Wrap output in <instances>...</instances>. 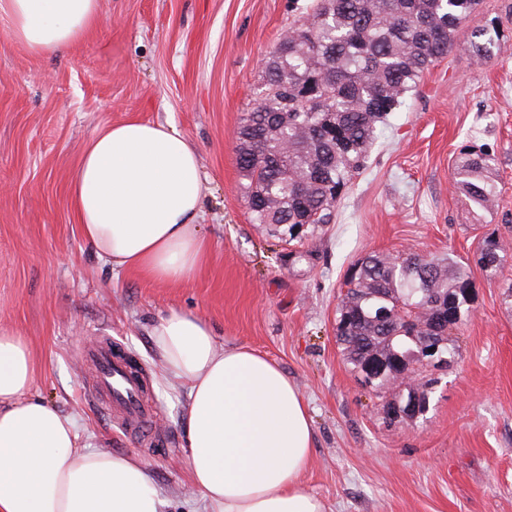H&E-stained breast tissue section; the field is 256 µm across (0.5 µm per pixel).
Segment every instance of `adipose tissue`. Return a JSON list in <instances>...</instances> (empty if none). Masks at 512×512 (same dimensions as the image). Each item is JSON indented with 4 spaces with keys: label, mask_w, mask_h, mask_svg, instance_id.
Listing matches in <instances>:
<instances>
[{
    "label": "adipose tissue",
    "mask_w": 512,
    "mask_h": 512,
    "mask_svg": "<svg viewBox=\"0 0 512 512\" xmlns=\"http://www.w3.org/2000/svg\"><path fill=\"white\" fill-rule=\"evenodd\" d=\"M1 17L30 51L55 52L98 24V0H0ZM204 191L177 128L129 120L89 143L71 194L84 240L113 270L180 284L209 257L197 224ZM152 343L187 387L185 456L209 512H324L300 483L314 439L308 406L277 363L219 345L186 311L163 318ZM33 376L25 340L0 328V512H167L149 469L80 446L74 417L32 396Z\"/></svg>",
    "instance_id": "ef3b65f1"
}]
</instances>
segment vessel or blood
I'll return each mask as SVG.
<instances>
[{
	"instance_id": "obj_1",
	"label": "vessel or blood",
	"mask_w": 512,
	"mask_h": 512,
	"mask_svg": "<svg viewBox=\"0 0 512 512\" xmlns=\"http://www.w3.org/2000/svg\"><path fill=\"white\" fill-rule=\"evenodd\" d=\"M81 355L94 374L95 395L103 399L108 412L130 432L147 436L150 407L144 380L132 370L125 355L107 340L88 344Z\"/></svg>"
}]
</instances>
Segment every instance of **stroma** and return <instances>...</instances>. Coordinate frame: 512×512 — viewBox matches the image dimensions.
<instances>
[{
    "label": "stroma",
    "instance_id": "35a3bbf8",
    "mask_svg": "<svg viewBox=\"0 0 512 512\" xmlns=\"http://www.w3.org/2000/svg\"><path fill=\"white\" fill-rule=\"evenodd\" d=\"M314 0H98L101 25L37 55L0 19V326L27 340L32 393L75 417L83 445L130 453L171 512H205L183 453L187 391L154 356L171 310L200 314L219 343L275 361L304 396L312 462L301 476L325 512H512V310L500 282L473 270L472 313L427 411L387 422L336 344L351 265L370 252L473 259L496 234L512 256V0H481L448 55L378 124L365 168L305 259L252 223L235 132L261 90L262 59ZM474 28L490 55L466 45ZM130 119L174 125L206 187L198 218L210 256L181 285L113 272L83 239L71 198L83 149ZM491 159L492 208L469 206L453 178L468 147ZM111 340L149 378L151 438L126 434L87 392L83 344Z\"/></svg>",
    "mask_w": 512,
    "mask_h": 512
}]
</instances>
